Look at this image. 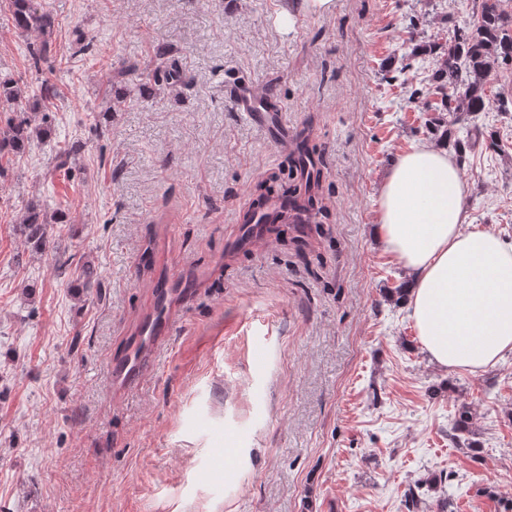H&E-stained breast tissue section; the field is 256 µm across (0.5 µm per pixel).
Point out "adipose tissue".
<instances>
[{"mask_svg": "<svg viewBox=\"0 0 512 512\" xmlns=\"http://www.w3.org/2000/svg\"><path fill=\"white\" fill-rule=\"evenodd\" d=\"M464 190L447 148L400 153L375 234L404 272L403 303L431 363L474 374L512 354V244L473 229Z\"/></svg>", "mask_w": 512, "mask_h": 512, "instance_id": "adipose-tissue-1", "label": "adipose tissue"}]
</instances>
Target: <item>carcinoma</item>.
<instances>
[{"label":"carcinoma","instance_id":"cac0c4a2","mask_svg":"<svg viewBox=\"0 0 512 512\" xmlns=\"http://www.w3.org/2000/svg\"><path fill=\"white\" fill-rule=\"evenodd\" d=\"M8 4L12 26L21 32H37L42 35L54 28V18L40 0H5ZM51 51L47 40L29 48V62L40 70L41 62ZM433 57L432 81L434 94L440 96L448 118L430 121L431 131L438 139L453 142L458 152L479 143L483 136L472 118L479 112L506 111L508 103L498 94L489 91L493 72L502 64H512V15L501 9V0H476V13L465 27L454 30L446 44L434 43L412 49L409 55L420 57L422 53ZM21 98L19 81L9 75H0V102L14 103ZM33 127L30 121H8L0 131V157L21 153L29 142ZM282 200L294 205L305 217L312 216V198L303 199L298 188H290ZM20 228L27 241L41 246L47 239V220L36 208H30L23 216ZM472 417L467 406L455 419L449 431L452 440H459L469 432Z\"/></svg>","mask_w":512,"mask_h":512}]
</instances>
